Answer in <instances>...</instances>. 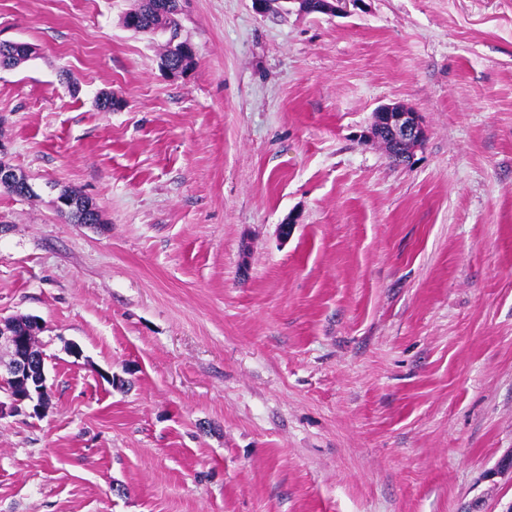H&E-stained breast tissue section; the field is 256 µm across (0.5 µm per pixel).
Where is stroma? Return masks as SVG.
Wrapping results in <instances>:
<instances>
[{
    "label": "stroma",
    "mask_w": 512,
    "mask_h": 512,
    "mask_svg": "<svg viewBox=\"0 0 512 512\" xmlns=\"http://www.w3.org/2000/svg\"><path fill=\"white\" fill-rule=\"evenodd\" d=\"M134 4L0 0V316L51 394L0 416V512H507L512 0H187L175 75ZM373 137L386 136L399 149H407L401 156V162L407 161L412 150L425 138V128L419 113L403 105L383 106L374 112L370 128Z\"/></svg>",
    "instance_id": "1"
}]
</instances>
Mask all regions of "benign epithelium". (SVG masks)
<instances>
[{
	"label": "benign epithelium",
	"instance_id": "7a95c632",
	"mask_svg": "<svg viewBox=\"0 0 512 512\" xmlns=\"http://www.w3.org/2000/svg\"><path fill=\"white\" fill-rule=\"evenodd\" d=\"M357 0H320L318 9L328 15L349 13L350 3ZM371 135L386 136L391 143L405 150L400 160L407 161V156L425 138V128L419 113L411 107L403 105L383 106L374 112L371 125ZM7 184L22 194L32 192V186L26 180L19 178L17 170L0 160V185ZM0 346H5L14 352L12 359L6 363H0V377H9L16 385V390L11 396L10 406L18 407L26 401L34 403V410H39L46 403V385L40 382L39 387L30 390L27 387V379L34 374L45 376V362L43 355L32 352L27 343V338L10 331L5 325V320L0 319Z\"/></svg>",
	"mask_w": 512,
	"mask_h": 512
}]
</instances>
